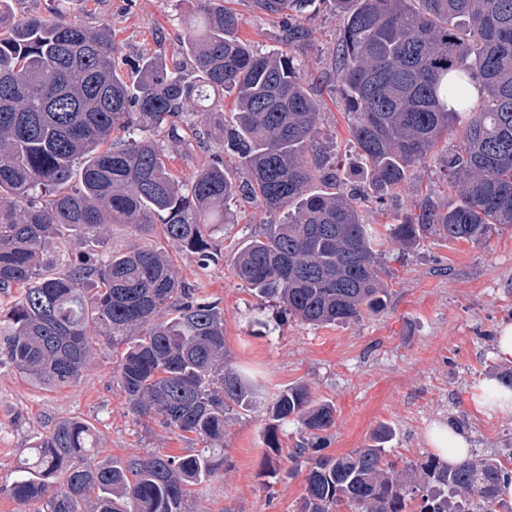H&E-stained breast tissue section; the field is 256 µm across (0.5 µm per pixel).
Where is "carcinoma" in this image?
<instances>
[{
  "label": "carcinoma",
  "instance_id": "1",
  "mask_svg": "<svg viewBox=\"0 0 512 512\" xmlns=\"http://www.w3.org/2000/svg\"><path fill=\"white\" fill-rule=\"evenodd\" d=\"M229 0H195L171 56L144 54L130 73L115 57L112 26L90 27L59 7L18 15L0 0V363L47 388L81 379L101 338L123 346L112 379L130 413L203 443L183 456L100 460L97 430L57 423L38 437L0 491L40 512H191V487L224 465V418L259 405L254 383L228 360L224 313L178 279L162 245L107 246L101 230L154 233L202 268L224 259L230 201L280 215L242 243L236 277L254 296L312 326L348 325L387 307L375 235L357 200L327 166L322 103L290 50L311 38L315 0H250L280 18L281 46L256 50L238 36ZM340 19L335 74L368 188L401 189L443 135L462 144L442 163L453 203L427 195L389 225L406 250L426 233L484 244L512 226V0H332ZM482 95L473 104L466 83ZM234 96L224 117V94ZM455 106H448V98ZM165 134V146L159 134ZM219 141L237 175L212 154L185 180L170 149ZM70 236L89 251L67 257ZM307 437L289 454L308 464L298 512H512V448L450 465L435 457L398 467L395 429L383 423L362 448L308 455L336 424L334 405L306 385L268 405Z\"/></svg>",
  "mask_w": 512,
  "mask_h": 512
}]
</instances>
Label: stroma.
Returning a JSON list of instances; mask_svg holds the SVG:
<instances>
[{"label":"stroma","mask_w":512,"mask_h":512,"mask_svg":"<svg viewBox=\"0 0 512 512\" xmlns=\"http://www.w3.org/2000/svg\"><path fill=\"white\" fill-rule=\"evenodd\" d=\"M60 6L69 18L87 25L110 23L131 63L145 53L172 52L194 8L192 0H61ZM234 6L242 39L262 51L278 46L277 22L253 11L247 0H235ZM309 26L311 44L295 53L300 75L317 84L322 141L335 147L342 175L359 186L365 175L332 70L339 19L330 0H321ZM416 185L430 187L444 204L454 197L439 158H432L384 203H365L363 219L378 238H385L387 224L410 207ZM231 207L237 221L224 227L223 261L203 269L180 255L176 270L200 295L219 304L229 360L259 383L264 400L306 384L315 400L335 405L336 425L319 453L338 455L363 447L383 422L396 431L388 457L401 465L430 453L425 434L435 423L459 428L479 452L512 446V416L481 415L470 402L479 381L512 370V363L499 361L494 353L497 325L512 320V228L482 245L428 234L409 252L387 249L384 279L390 302L385 313L345 326L317 327L256 299L234 275L237 248L261 233L268 217L245 199ZM116 358L106 340H99L81 380L59 388L39 386L0 366V486L14 480L23 449L67 418L94 425L107 459L189 453L193 441L129 412L112 380ZM267 425L260 408L228 414L224 469L196 486L192 512H296L306 474L289 478L285 472L288 454L304 434L297 422L281 423L279 470L271 474L262 468Z\"/></svg>","instance_id":"1"}]
</instances>
